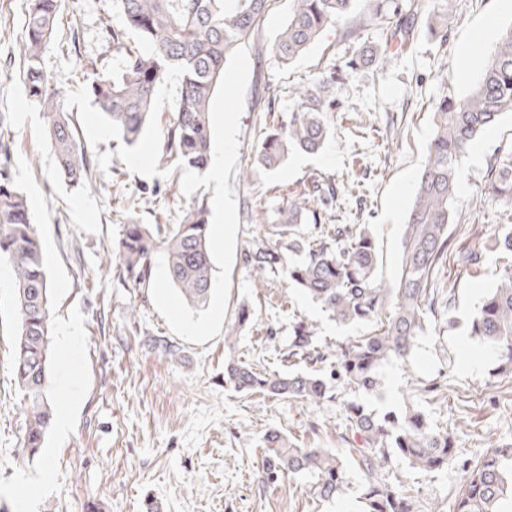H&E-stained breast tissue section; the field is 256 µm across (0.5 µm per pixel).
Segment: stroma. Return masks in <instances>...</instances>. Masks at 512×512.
Listing matches in <instances>:
<instances>
[{
  "mask_svg": "<svg viewBox=\"0 0 512 512\" xmlns=\"http://www.w3.org/2000/svg\"><path fill=\"white\" fill-rule=\"evenodd\" d=\"M415 15V38L396 61L353 66L361 47L380 44L381 27L364 25L369 7L328 26L293 63L281 64L274 41L288 21L290 0H271L258 29L224 63V86L211 104L212 163L206 172L181 169L158 145L177 103V74L158 86L156 106L141 141L127 146L108 128L86 95L82 75L112 72L121 55L112 32L122 19L110 0H63L62 19L43 55V67L65 95L69 117L91 155L93 189L72 186L57 169L45 121L29 101L20 75L19 45L29 0H0V162L27 197L41 240L51 288V363L47 393L55 413H68L66 432L49 429L37 458L23 456L24 398L13 374L17 316L13 272L0 259V512H361L362 476L348 467L343 495L317 504L301 477L265 482L260 440L276 429L301 448L342 449L349 422L341 400L317 404L242 395L224 383V330L239 307L251 320L235 354L270 371L293 369L284 357L293 322L312 326L321 344L336 347L365 333L344 326L288 281L282 270L253 274L245 252L268 239L279 208L315 184L340 195L328 224H362L380 253L378 276L396 280L402 226L434 134L433 106L442 94L460 96L481 75L495 33L512 28L500 0H448V40L432 38L426 20L435 0H402ZM470 49L478 66L462 72ZM335 68L326 115L330 138L315 154H290L285 166L251 172L257 146L287 121L293 90L309 88L319 71ZM512 149V112L473 142L457 167L452 248L480 256L472 275L455 262L438 271L455 304L448 323L430 324L406 360H387L376 392L356 394L381 413L414 407L448 430L460 460L474 461L512 440V374L495 371L470 320L498 286L501 260L490 232L512 224V213L484 190L495 159ZM223 199L226 221L210 217L212 288L204 308L187 304L156 256L151 287L123 281L109 256L123 224L177 223L182 209ZM73 328L78 345L58 338ZM161 336L181 353L168 358L149 347ZM439 390L424 396L422 386ZM387 481L400 482L425 507L452 512L460 473H426L401 459ZM33 493L29 504L20 486Z\"/></svg>",
  "mask_w": 512,
  "mask_h": 512,
  "instance_id": "1",
  "label": "stroma"
}]
</instances>
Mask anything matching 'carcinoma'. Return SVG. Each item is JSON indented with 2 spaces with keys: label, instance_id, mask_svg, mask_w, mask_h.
Returning a JSON list of instances; mask_svg holds the SVG:
<instances>
[{
  "label": "carcinoma",
  "instance_id": "1",
  "mask_svg": "<svg viewBox=\"0 0 512 512\" xmlns=\"http://www.w3.org/2000/svg\"><path fill=\"white\" fill-rule=\"evenodd\" d=\"M123 28L112 31V42L123 53V64L112 74L93 70L83 76L93 104L130 146L145 133L153 112L156 89L171 71L180 74L173 119L160 149L179 166L200 172L212 159L211 101L224 82V62L259 26L269 0H114ZM357 0H291L288 22L278 34L275 53L289 63L314 44L330 24L346 20ZM368 21L386 24V41L371 49L369 61L386 64L401 55L414 39L411 15L399 13V0H369ZM62 0H30L21 37L23 84L30 101L46 121L58 169L71 183L92 186L89 153L77 136L65 109L64 95L42 67V56L60 21ZM428 30L445 42L447 25L440 11L432 12ZM146 45L126 44V32ZM336 82V69L321 72L315 89L296 93L298 102L288 122L267 135L253 157L255 169L278 171L288 154L318 152L329 137L325 122L333 100L324 95ZM512 112V28L488 51L487 66L467 94L442 95L434 106V136L428 147L414 201L403 228L401 268L387 285L378 279L379 252L364 227L318 224L303 198L279 211L268 245L245 254V262L261 274L277 267L307 296L342 325L363 324L370 331L354 336L334 351L319 343L314 331L298 320L291 326L286 357L306 368L269 372L235 356L237 336L250 319L240 308L225 327L224 380L236 392L267 393L274 397L318 403L344 393H369L379 383L380 363L411 355L428 317L446 320L454 295L435 287L434 275L448 260L456 197V168L474 140ZM487 196L512 207V149L490 169ZM311 223L315 232L305 230ZM492 248L512 256V227L499 231ZM299 253L298 264L287 253ZM163 254L168 278L183 300L205 306L211 289L207 206L197 202L182 210L177 224H125L113 250L122 278L135 288L151 285L153 260ZM12 263L18 316L15 377L26 403L23 452L35 458L43 447L53 418L46 382L50 363L51 294L41 243L30 220L27 198L18 192L7 168L0 167V257ZM470 335L492 351L501 369L512 370V263L502 266L500 284L483 299L471 317ZM334 361L330 379L316 365ZM350 435L347 455L363 476V512H421L414 496L385 479L397 456L423 472L448 469L456 461L454 440L431 427L420 410H390L378 416L355 400L346 402ZM265 481L283 473L309 480L306 492L330 501L344 490L345 463L329 448H297L277 430L263 437ZM512 502V443L489 449L474 463L461 465V486L453 512H502Z\"/></svg>",
  "mask_w": 512,
  "mask_h": 512
}]
</instances>
